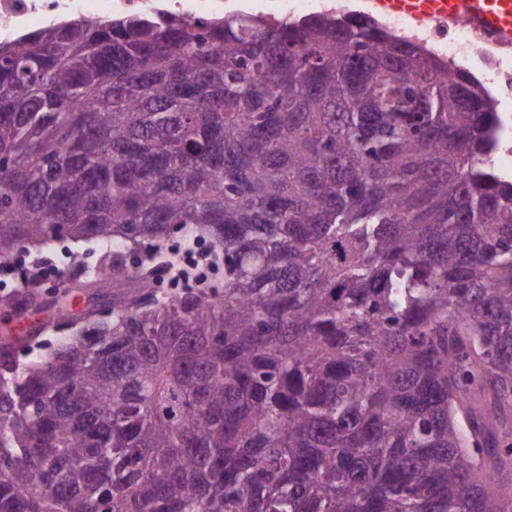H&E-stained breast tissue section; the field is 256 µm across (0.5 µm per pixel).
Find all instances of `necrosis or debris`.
Instances as JSON below:
<instances>
[{
	"instance_id": "necrosis-or-debris-1",
	"label": "necrosis or debris",
	"mask_w": 512,
	"mask_h": 512,
	"mask_svg": "<svg viewBox=\"0 0 512 512\" xmlns=\"http://www.w3.org/2000/svg\"><path fill=\"white\" fill-rule=\"evenodd\" d=\"M188 17L219 11L217 0H0V44L27 33L35 24H47L70 15L95 19L103 14L150 12L158 7ZM229 10L265 19H289L323 13L359 14L388 31L407 38L453 69H462L480 81L493 98L502 100L503 138L512 157V45L497 41L493 33L457 19L419 21L398 12L372 8L364 0H228Z\"/></svg>"
}]
</instances>
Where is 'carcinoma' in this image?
<instances>
[{
    "label": "carcinoma",
    "mask_w": 512,
    "mask_h": 512,
    "mask_svg": "<svg viewBox=\"0 0 512 512\" xmlns=\"http://www.w3.org/2000/svg\"><path fill=\"white\" fill-rule=\"evenodd\" d=\"M480 83L362 16L0 45V261L136 295L0 349V512H512V174ZM224 279L164 294L144 247ZM31 256L23 255L30 259H45L50 257L59 269L60 280L50 288H41L47 305L34 310H28L24 318H30L35 322L48 323L52 321L60 309L74 315L79 313L87 303V297L83 288H88L96 294V299L103 292L109 293L112 288H103L97 281L84 282L78 288L77 285L85 278H92L98 272L103 262V250L95 241L75 242L70 239H60L41 250L33 251ZM109 295V294H108ZM80 303L77 307V303Z\"/></svg>",
    "instance_id": "carcinoma-1"
}]
</instances>
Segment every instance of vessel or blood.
Wrapping results in <instances>:
<instances>
[{
	"mask_svg": "<svg viewBox=\"0 0 512 512\" xmlns=\"http://www.w3.org/2000/svg\"><path fill=\"white\" fill-rule=\"evenodd\" d=\"M384 8L399 10L418 18L465 19L492 31L504 43L512 44V0H376Z\"/></svg>",
	"mask_w": 512,
	"mask_h": 512,
	"instance_id": "vessel-or-blood-1",
	"label": "vessel or blood"
}]
</instances>
